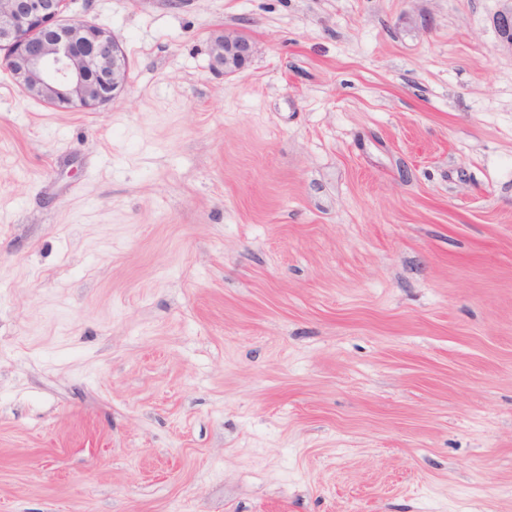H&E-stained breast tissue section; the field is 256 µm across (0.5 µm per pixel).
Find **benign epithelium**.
<instances>
[{"label":"benign epithelium","mask_w":512,"mask_h":512,"mask_svg":"<svg viewBox=\"0 0 512 512\" xmlns=\"http://www.w3.org/2000/svg\"><path fill=\"white\" fill-rule=\"evenodd\" d=\"M68 0H0V59L30 96L67 111L112 101L129 80L125 53L112 32L82 21L55 24ZM255 43L241 30L210 42V67L225 76L243 70Z\"/></svg>","instance_id":"obj_1"}]
</instances>
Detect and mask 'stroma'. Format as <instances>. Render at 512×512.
Here are the masks:
<instances>
[{"instance_id": "35a3bbf8", "label": "stroma", "mask_w": 512, "mask_h": 512, "mask_svg": "<svg viewBox=\"0 0 512 512\" xmlns=\"http://www.w3.org/2000/svg\"><path fill=\"white\" fill-rule=\"evenodd\" d=\"M511 8L68 0L130 82L0 68V512H512ZM254 52L255 43L245 32L224 30L210 42V67L224 76L237 74L251 61Z\"/></svg>"}]
</instances>
